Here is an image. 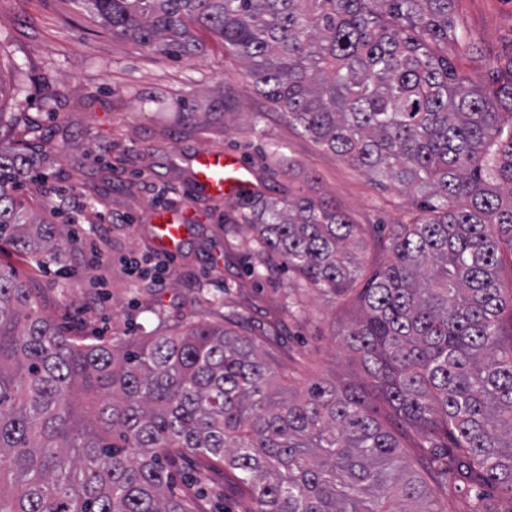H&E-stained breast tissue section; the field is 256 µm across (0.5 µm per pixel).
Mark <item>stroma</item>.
Instances as JSON below:
<instances>
[{"label":"stroma","mask_w":512,"mask_h":512,"mask_svg":"<svg viewBox=\"0 0 512 512\" xmlns=\"http://www.w3.org/2000/svg\"><path fill=\"white\" fill-rule=\"evenodd\" d=\"M460 24L483 48L512 42V0H456ZM196 55L175 58L115 37L75 0H0V139L34 148L37 171L19 184L33 210L63 194L79 224L58 262L28 264L9 245L13 267L44 310L70 336L105 340L176 327L204 309L213 320L241 314L294 384L326 376L364 383L360 364L332 330L360 316L356 296L331 300L308 291L286 308L295 286L287 271L250 274L241 240L225 235L232 201L197 192V152L231 153L268 197L308 195L336 203L353 223L404 220L413 199L318 146L260 95L242 61L198 29ZM191 218L164 291L129 276L127 262L163 261L151 225L160 211ZM180 483L208 490L207 512H244L220 471L178 461Z\"/></svg>","instance_id":"1"}]
</instances>
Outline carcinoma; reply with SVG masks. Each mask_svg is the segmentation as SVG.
<instances>
[{"instance_id":"cac0c4a2","label":"carcinoma","mask_w":512,"mask_h":512,"mask_svg":"<svg viewBox=\"0 0 512 512\" xmlns=\"http://www.w3.org/2000/svg\"><path fill=\"white\" fill-rule=\"evenodd\" d=\"M456 0H77L116 37L195 55L203 28L317 145L415 198L376 244L335 203L231 194L247 254L362 314L334 333L369 386L298 391L235 311L89 342L62 334L0 265V512H206L175 459L236 481L246 512H512V48L476 83ZM31 152L0 141V242L37 265L62 225L16 194ZM389 410L381 421L374 401ZM422 436L410 462L401 439ZM449 57L464 71H466L471 77L480 81L486 75V70L484 68L485 62L478 61L473 58L471 54H469L465 46H452L448 49Z\"/></svg>"}]
</instances>
